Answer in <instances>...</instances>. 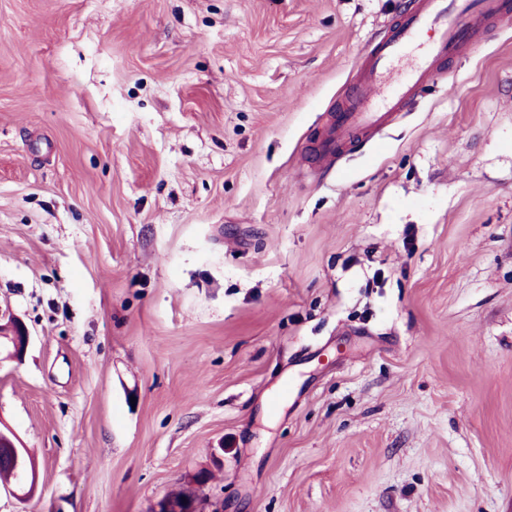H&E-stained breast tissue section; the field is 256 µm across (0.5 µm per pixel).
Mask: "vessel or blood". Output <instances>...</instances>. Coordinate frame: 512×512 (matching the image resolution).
<instances>
[{
	"mask_svg": "<svg viewBox=\"0 0 512 512\" xmlns=\"http://www.w3.org/2000/svg\"><path fill=\"white\" fill-rule=\"evenodd\" d=\"M491 6L492 0H418L370 45L349 104L323 130L317 162L329 164L346 142L382 131L426 87L443 79L441 62L473 47L469 20Z\"/></svg>",
	"mask_w": 512,
	"mask_h": 512,
	"instance_id": "b4317fda",
	"label": "vessel or blood"
}]
</instances>
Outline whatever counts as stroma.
I'll list each match as a JSON object with an SVG mask.
<instances>
[{
  "mask_svg": "<svg viewBox=\"0 0 512 512\" xmlns=\"http://www.w3.org/2000/svg\"><path fill=\"white\" fill-rule=\"evenodd\" d=\"M411 2L0 0V512H512V0L313 158Z\"/></svg>",
  "mask_w": 512,
  "mask_h": 512,
  "instance_id": "35a3bbf8",
  "label": "stroma"
}]
</instances>
